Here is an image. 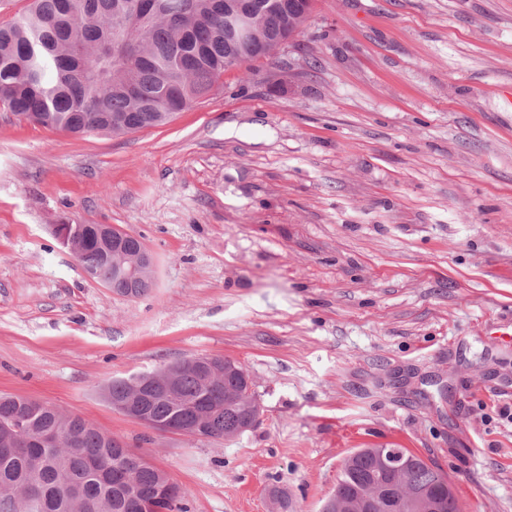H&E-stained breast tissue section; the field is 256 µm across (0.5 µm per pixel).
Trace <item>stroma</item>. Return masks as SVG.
I'll return each mask as SVG.
<instances>
[{"mask_svg": "<svg viewBox=\"0 0 512 512\" xmlns=\"http://www.w3.org/2000/svg\"><path fill=\"white\" fill-rule=\"evenodd\" d=\"M157 261L125 297L55 225ZM247 368L231 441L115 411L112 380ZM0 393L82 416L187 512H320L343 458L406 448L512 512V0H314L302 33L166 124L73 136L0 111Z\"/></svg>", "mask_w": 512, "mask_h": 512, "instance_id": "35a3bbf8", "label": "stroma"}]
</instances>
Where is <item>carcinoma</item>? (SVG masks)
Masks as SVG:
<instances>
[{"label":"carcinoma","instance_id":"1","mask_svg":"<svg viewBox=\"0 0 512 512\" xmlns=\"http://www.w3.org/2000/svg\"><path fill=\"white\" fill-rule=\"evenodd\" d=\"M146 18L130 12L131 0H32L29 9L0 20V109L31 113L45 126L72 132L105 130L104 118L126 117L144 128L155 112H177L210 93L228 69L264 55L281 30L282 15L262 14L243 42L230 38L226 16L244 0H152ZM83 270L112 288V264L102 253L94 224L83 225ZM249 372L224 359V379L205 383L193 368L183 370L178 400L160 394L141 401L149 420L166 424L177 407L191 420L209 413L206 438L233 440L245 425V404L230 403L247 392ZM129 395L127 379L112 380L109 401ZM57 435L62 447L38 444ZM409 460V485L441 494L444 475L402 448ZM377 459L360 448L342 462L333 512H354L371 491ZM23 485L44 498L42 512H139L141 496H163L165 512L181 509L177 485L162 488L158 470L123 457L112 437L85 418L35 400L0 395V512H12L13 491Z\"/></svg>","mask_w":512,"mask_h":512}]
</instances>
